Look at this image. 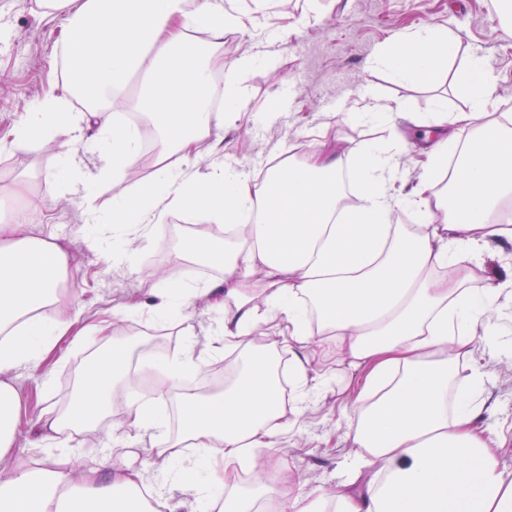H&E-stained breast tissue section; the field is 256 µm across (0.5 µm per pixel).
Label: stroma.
<instances>
[{"instance_id":"stroma-1","label":"stroma","mask_w":512,"mask_h":512,"mask_svg":"<svg viewBox=\"0 0 512 512\" xmlns=\"http://www.w3.org/2000/svg\"><path fill=\"white\" fill-rule=\"evenodd\" d=\"M228 6L238 11L242 22L225 31L212 69L227 72L243 56L255 60L238 75L240 117L225 124L221 145L225 163L238 172L264 176L286 156L302 158L318 150L327 137L351 156L367 143L388 141L398 130L405 137L398 148L399 170L415 180L425 132L470 109L459 76L473 53L488 61L498 105H512V36L499 7L489 0H271L260 12L254 11L251 0H229ZM428 27L448 29L459 42L435 79L406 82L370 66L392 33ZM60 37V20L44 18L40 0H0V224L24 219L34 236L53 241L68 255L70 267L61 276L66 288L58 294L55 312L75 321L73 335L64 337L40 365L8 377L21 404L22 423L11 452L0 460V472L44 462V453L33 445L35 422L69 407L73 377L85 358L102 347L99 324H106L115 340L136 338L131 353L135 359L147 355L161 337L171 355L193 342L206 368L225 360L212 335L213 315L206 300L193 302L184 325L158 328L115 313L119 306L145 301L143 280L155 271H162L166 282H194L192 260L174 255L175 245L187 233L183 215L173 212L150 225V246L141 254L139 271L112 268L85 243L90 213L112 207L111 182L100 183L90 199L56 196L49 185L57 169L58 145H8L10 130L35 103L61 90L63 64L56 50ZM289 86L296 93L286 100L282 94ZM369 95L403 103L405 116L361 120L358 111ZM279 100L284 108L273 111ZM18 199L31 204L22 217L13 210ZM477 361L491 373L488 392L494 405L480 425L506 435L509 443L499 462L512 473V355L479 350L474 357H459L453 366L454 388L467 385ZM308 373L321 380L299 403L295 377L291 369L283 371L289 428L276 447L266 451L268 482L284 494L327 499L349 477L345 433L360 385L332 342L323 344Z\"/></svg>"}]
</instances>
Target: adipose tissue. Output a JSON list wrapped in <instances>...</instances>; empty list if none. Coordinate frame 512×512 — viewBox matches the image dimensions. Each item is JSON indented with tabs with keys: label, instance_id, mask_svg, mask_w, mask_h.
<instances>
[{
	"label": "adipose tissue",
	"instance_id": "1",
	"mask_svg": "<svg viewBox=\"0 0 512 512\" xmlns=\"http://www.w3.org/2000/svg\"><path fill=\"white\" fill-rule=\"evenodd\" d=\"M64 15L58 46L64 56L61 93L39 100L11 132V147L60 143L53 193L90 191L112 180L119 191L101 216L110 231L105 250L113 266L139 268L130 238L136 224L159 222L167 212L201 213L233 237L232 252L211 249L204 237L184 240L181 250L208 255L223 268L220 281L200 286L153 282L148 301L121 308L126 317L153 324L184 320L191 299L212 301L213 334L241 361L222 392L182 394L184 375L201 368L193 344L168 362L156 397L127 403L126 423L151 436V454L167 471L104 463L77 464L78 451L61 438L65 429L99 425L109 411L115 382L128 379L124 348L86 361L73 400L57 416L39 418L37 445L60 463L14 467L0 476V512H150L140 490L150 487L167 512L179 505L166 493L182 483L202 506L221 500L222 512H259L270 492L265 449L274 447L288 422L282 391L270 367L276 345L256 347L254 335L268 326L289 345L308 350L333 341L355 369L366 370L356 400V419L346 436L354 454L353 478L336 488V512H512V474L499 467L504 436L478 426L489 409V374L475 367L470 389L449 399L451 363L477 346L512 353L502 320L512 317V279L488 280L467 289L468 263L483 262L512 242V226L494 213L512 197V126L497 116L494 79L484 57H469L461 82L470 111L425 153L416 182H401L388 143L366 146L354 160L326 143L304 159H285L254 178L229 172L218 161L224 125L235 109L217 111L216 97L237 98L235 75L252 58L227 71L224 87L211 81L209 50L224 43L237 16L224 0H44ZM458 50L447 33L428 28L391 38L374 64L409 82L436 77ZM140 76L136 94L128 89ZM80 95L87 109L73 111ZM146 113L154 126L155 171L133 184L124 179L141 157L138 128L118 120L115 103ZM471 125L462 146L458 124ZM104 154L97 173L85 171L74 148ZM208 158L206 172L189 160ZM451 186L439 176L448 165ZM350 169L358 198L341 204L337 177ZM260 222H252L253 209ZM409 209L415 224H393L394 210ZM64 252L33 236L27 225L0 226V456L14 445L19 402L6 377L40 364L67 335L70 321L50 314ZM453 276L435 277V270ZM181 395L180 438L160 436L162 396ZM195 455H187L185 442ZM250 464V487L224 491L222 463Z\"/></svg>",
	"mask_w": 512,
	"mask_h": 512
}]
</instances>
